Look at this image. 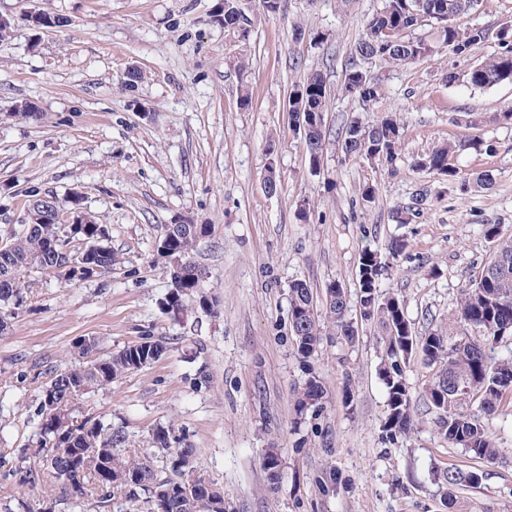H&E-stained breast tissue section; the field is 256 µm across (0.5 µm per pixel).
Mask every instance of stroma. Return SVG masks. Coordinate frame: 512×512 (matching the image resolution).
I'll return each instance as SVG.
<instances>
[{
  "label": "stroma",
  "instance_id": "stroma-1",
  "mask_svg": "<svg viewBox=\"0 0 512 512\" xmlns=\"http://www.w3.org/2000/svg\"><path fill=\"white\" fill-rule=\"evenodd\" d=\"M382 0H282L267 15L249 0L247 37L225 31L224 0H0V239L29 221L31 192L68 200L106 225L121 259L100 279L67 282L34 269L26 308L0 332V455L24 447L30 415L48 368L78 365L72 344L92 336L97 358L166 338L169 352L87 394L84 413L123 428L128 450L150 447L173 426L195 449L193 471L224 489L226 512H447L432 472L455 464L480 470V487L461 488V512H512V406L487 424L499 462L471 458L438 435L425 406L396 442L381 430L387 394L378 375L381 331L360 324L354 346L325 338L312 368L296 354L289 286L301 280L322 301L330 283L355 295L362 250L384 251L403 238L381 292L397 294L416 334L448 326V315L487 262L485 224L512 235V125L493 121L512 109V83L484 90L448 83L498 50L496 37L465 55L449 52L408 66L369 63L381 82L372 111L344 95L345 68ZM49 13L61 26L33 27ZM463 28L512 23V0H479L460 15ZM244 59V68L233 65ZM138 68L135 87L124 73ZM320 73L327 88L328 135L311 164L288 110L297 85ZM250 105L241 108V95ZM38 116L17 114L23 102ZM397 113L401 153L394 164L345 159L337 138L351 116L374 123ZM471 113L482 121L469 123ZM468 142L459 180L414 168L440 143ZM275 167L280 182L264 181ZM491 171V188L474 187ZM375 188L372 199L363 186ZM311 211L301 214L302 201ZM415 206L396 224L398 206ZM210 225L191 254L204 274L200 296L186 298V321L164 310L170 288L157 255L165 225ZM324 388L319 408L297 416L293 389L307 375ZM280 458L277 486L263 467ZM336 470V490L319 477ZM46 476L18 484L0 464V512L27 501L58 504Z\"/></svg>",
  "mask_w": 512,
  "mask_h": 512
}]
</instances>
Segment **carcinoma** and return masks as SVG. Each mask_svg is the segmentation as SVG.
I'll list each match as a JSON object with an SVG mask.
<instances>
[{"label": "carcinoma", "mask_w": 512, "mask_h": 512, "mask_svg": "<svg viewBox=\"0 0 512 512\" xmlns=\"http://www.w3.org/2000/svg\"><path fill=\"white\" fill-rule=\"evenodd\" d=\"M470 0H383L382 7L369 17L356 47L358 60L346 67L342 92L362 101L370 111L381 95V85L364 67L366 61L379 58L395 65H411L444 51L465 52L485 41L488 31L482 27L461 28L448 14L468 11ZM252 18L244 13L224 15V30L247 33ZM428 27L431 34L412 36ZM396 31L398 41L385 40L384 30ZM448 82H463L473 89L491 88L512 82V49L503 46L490 58L470 66L459 76L448 73ZM305 95L290 110L302 108L307 114L304 140L317 163L326 137L324 112L327 91L319 73L309 75L301 86ZM342 151L348 159L393 163L399 155L401 126L394 115H384L368 125L353 116L340 133ZM466 150V143H445L412 160L418 169L430 171L452 181L458 171L451 158ZM210 232L207 224H179L167 238L169 252L162 257L169 263L183 264L182 281L171 287L165 297V310L184 317V298L198 292L201 273L191 260L197 240ZM485 239L492 243V256L473 283L462 290L448 326L475 329L480 338L465 333L435 330L419 336L406 319L400 299L380 296L379 276L384 268L381 254L366 250L359 263V289L356 304L360 321L376 324L382 331L383 357L379 375L387 393V415L383 433L389 441L408 434L414 426L416 399L405 376L411 357L419 353L427 365L441 369L429 380L423 397L435 414L437 432L455 447L463 448L476 459L493 464L500 450L485 429L483 420L495 416L504 400L512 397V354L497 358L495 345L512 336V236L503 235L498 225H482ZM99 238L91 259L103 276L121 263L109 245V230L103 224L74 225L25 224L19 233L0 248V314L25 303V274L32 268L64 267L74 258L69 244ZM291 331L297 355L306 367L312 361L325 336H334L352 345L359 338L358 326L348 317L352 305L344 288L327 286L322 311L313 304V294L303 281L289 289ZM169 343L149 336L117 353L83 366L63 371L51 370V379L41 391L30 420L35 431L27 447L17 449L9 474L21 484L31 482L38 472L36 464L60 485L61 501L70 512H79L85 501L94 497L108 505L112 489L118 488L130 502L149 494L151 512H224V491L212 483L186 475L194 448L171 429L155 433V450L162 453L168 475L160 479L153 468V453L127 456L128 436L122 428L112 427L101 418H76L79 400L92 389L112 385L116 379L161 358ZM324 390L315 376H309L294 391L296 410L304 414L318 407ZM479 401V413L467 409V403ZM434 480L445 490L448 512H456L457 492L477 487L482 474L456 465L434 472Z\"/></svg>", "instance_id": "obj_1"}]
</instances>
